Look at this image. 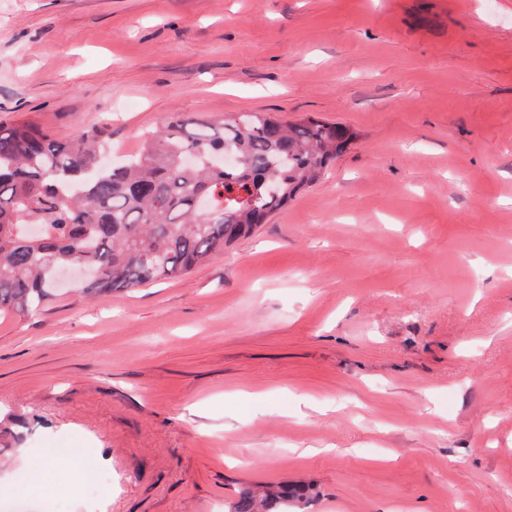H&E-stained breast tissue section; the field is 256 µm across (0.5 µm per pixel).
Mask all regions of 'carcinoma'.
<instances>
[{
	"mask_svg": "<svg viewBox=\"0 0 512 512\" xmlns=\"http://www.w3.org/2000/svg\"><path fill=\"white\" fill-rule=\"evenodd\" d=\"M352 139L306 116L247 112L212 123L174 113L119 164L103 131L56 140L32 124H0V310L28 314L56 288L107 297L192 272L266 224L315 183Z\"/></svg>",
	"mask_w": 512,
	"mask_h": 512,
	"instance_id": "cac0c4a2",
	"label": "carcinoma"
}]
</instances>
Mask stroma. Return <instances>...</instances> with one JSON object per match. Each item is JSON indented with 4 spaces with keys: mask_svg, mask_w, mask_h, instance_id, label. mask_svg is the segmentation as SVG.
Segmentation results:
<instances>
[{
    "mask_svg": "<svg viewBox=\"0 0 512 512\" xmlns=\"http://www.w3.org/2000/svg\"><path fill=\"white\" fill-rule=\"evenodd\" d=\"M358 137L191 273L0 311V512H512V0H0V123Z\"/></svg>",
    "mask_w": 512,
    "mask_h": 512,
    "instance_id": "35a3bbf8",
    "label": "stroma"
}]
</instances>
